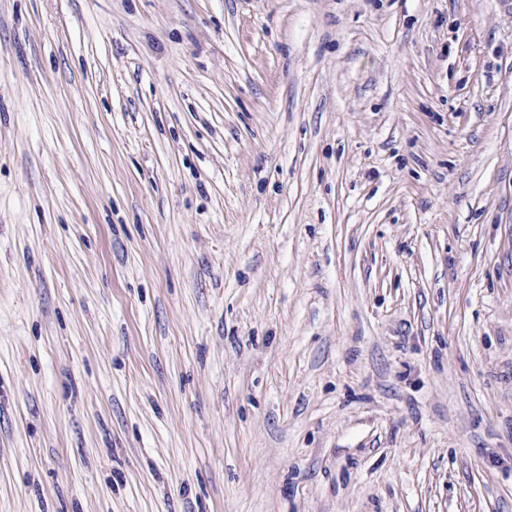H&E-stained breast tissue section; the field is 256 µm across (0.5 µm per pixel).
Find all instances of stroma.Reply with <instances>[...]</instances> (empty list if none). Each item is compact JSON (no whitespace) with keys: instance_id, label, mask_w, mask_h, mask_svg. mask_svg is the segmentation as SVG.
<instances>
[{"instance_id":"stroma-1","label":"stroma","mask_w":512,"mask_h":512,"mask_svg":"<svg viewBox=\"0 0 512 512\" xmlns=\"http://www.w3.org/2000/svg\"><path fill=\"white\" fill-rule=\"evenodd\" d=\"M0 512H512V0H0Z\"/></svg>"}]
</instances>
